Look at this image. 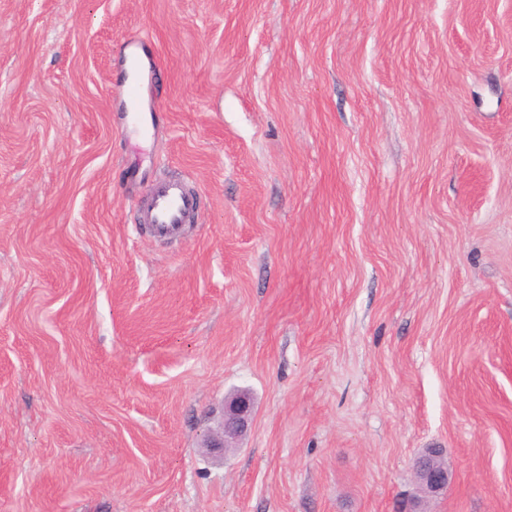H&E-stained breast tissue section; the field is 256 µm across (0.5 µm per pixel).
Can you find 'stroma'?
Here are the masks:
<instances>
[{
	"label": "stroma",
	"instance_id": "stroma-1",
	"mask_svg": "<svg viewBox=\"0 0 512 512\" xmlns=\"http://www.w3.org/2000/svg\"><path fill=\"white\" fill-rule=\"evenodd\" d=\"M428 448L512 512V0H0V512H401ZM196 205V196L184 180L164 179L151 187L145 223L156 236L172 235L187 222ZM253 423V399L249 392L240 391L224 400V417L218 439L210 448H232L247 433Z\"/></svg>",
	"mask_w": 512,
	"mask_h": 512
}]
</instances>
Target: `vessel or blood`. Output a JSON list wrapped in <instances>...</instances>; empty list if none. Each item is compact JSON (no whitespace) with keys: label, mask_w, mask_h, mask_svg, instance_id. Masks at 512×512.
Returning <instances> with one entry per match:
<instances>
[{"label":"vessel or blood","mask_w":512,"mask_h":512,"mask_svg":"<svg viewBox=\"0 0 512 512\" xmlns=\"http://www.w3.org/2000/svg\"><path fill=\"white\" fill-rule=\"evenodd\" d=\"M196 205V197L185 181L165 179L150 190L145 222L154 235L169 236L187 222Z\"/></svg>","instance_id":"vessel-or-blood-1"}]
</instances>
